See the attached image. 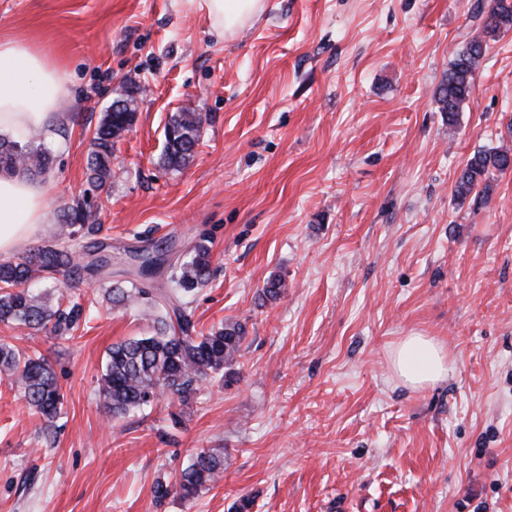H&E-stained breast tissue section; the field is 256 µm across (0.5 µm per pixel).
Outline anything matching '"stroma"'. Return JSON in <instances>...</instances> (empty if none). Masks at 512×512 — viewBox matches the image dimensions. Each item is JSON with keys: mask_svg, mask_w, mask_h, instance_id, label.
<instances>
[{"mask_svg": "<svg viewBox=\"0 0 512 512\" xmlns=\"http://www.w3.org/2000/svg\"><path fill=\"white\" fill-rule=\"evenodd\" d=\"M477 0H265L232 36L186 0H0V40L69 74L45 224L68 206L112 259L182 249L209 232L213 276L193 297L200 329L240 322L234 377L200 383L180 425L168 400L108 417L98 379L112 344L146 333L99 281L75 336L0 325L46 357L66 397L53 444L0 377V512H512V169L488 198L458 200L474 151L512 149V30L488 45L456 118L436 89L478 34ZM136 109L106 190L91 139L113 101ZM202 113L192 161L161 162L172 113ZM286 288L259 292L271 277ZM420 334L455 362L421 389L390 350ZM224 451L199 496L156 498L196 449Z\"/></svg>", "mask_w": 512, "mask_h": 512, "instance_id": "stroma-1", "label": "stroma"}]
</instances>
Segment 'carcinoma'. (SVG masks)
Segmentation results:
<instances>
[{"label":"carcinoma","instance_id":"obj_1","mask_svg":"<svg viewBox=\"0 0 512 512\" xmlns=\"http://www.w3.org/2000/svg\"><path fill=\"white\" fill-rule=\"evenodd\" d=\"M478 16L481 34L457 54L436 91L440 109L448 113L450 124L472 92L474 74L484 57L487 39L512 29V0H490ZM134 121L132 111L104 113L89 156V169L97 188H105L112 177L115 143ZM202 126L203 117L199 112H177L169 118L164 129L163 161L167 166L178 169L189 162ZM51 164L50 153L41 144L36 146L23 137L0 142V168L5 171L38 175L46 173ZM511 167L512 150H477L458 177L454 193L464 200L481 185L485 194L490 188L489 171L503 172ZM64 217L71 227L68 234L52 238L18 261L0 262V324H23L37 332L72 336L85 321L81 297H68L61 292L56 306L52 307L43 296L30 292L27 285L34 281L54 282L60 275L78 282L85 272L112 277L111 255L86 263L77 258L74 237L78 234L95 236L101 232V225L92 221L91 204L79 201L67 207ZM207 242V236L203 235L178 256L168 279L169 288L157 287L151 281L166 262L164 252L157 247L131 271L134 279L130 287L107 289L112 307L123 308L139 302L153 322L150 332L115 343L107 351L98 392L110 416H124L164 397L184 408L190 404L199 382L233 374L241 356L245 326L226 324L204 332L197 329L190 307L191 298L211 277ZM284 288L283 279L274 277L262 288L261 297L275 300ZM0 375L23 390L29 407L45 420L44 428L54 426L64 409V394L45 357L29 355L1 341ZM223 474L224 449L201 448L175 483L170 487L158 485L155 494L162 499L174 493L189 500L210 489Z\"/></svg>","mask_w":512,"mask_h":512}]
</instances>
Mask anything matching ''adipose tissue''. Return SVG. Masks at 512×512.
<instances>
[{"instance_id":"adipose-tissue-1","label":"adipose tissue","mask_w":512,"mask_h":512,"mask_svg":"<svg viewBox=\"0 0 512 512\" xmlns=\"http://www.w3.org/2000/svg\"><path fill=\"white\" fill-rule=\"evenodd\" d=\"M213 27L231 35L260 14L265 0H197ZM67 73L25 41H0V134L51 137ZM51 182L0 174V257L12 255L33 237L47 215ZM394 374L420 389L447 378L453 361L447 349L428 336H407L391 353Z\"/></svg>"}]
</instances>
